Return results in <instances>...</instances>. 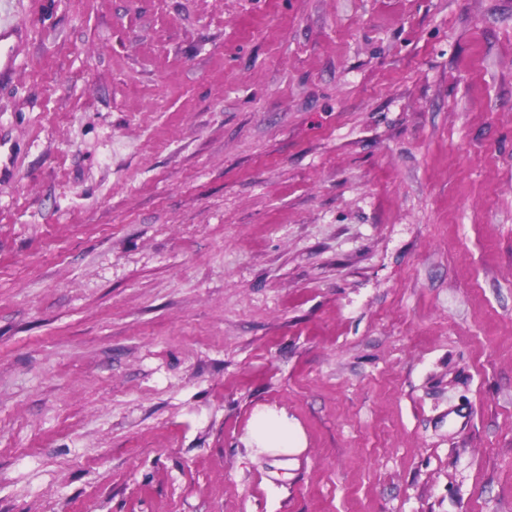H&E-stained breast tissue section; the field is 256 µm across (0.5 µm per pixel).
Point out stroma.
Instances as JSON below:
<instances>
[{
    "label": "stroma",
    "instance_id": "stroma-1",
    "mask_svg": "<svg viewBox=\"0 0 512 512\" xmlns=\"http://www.w3.org/2000/svg\"><path fill=\"white\" fill-rule=\"evenodd\" d=\"M0 15V512H512V0ZM253 435L260 447L268 451L289 455L302 449L301 437L285 415H258L253 423Z\"/></svg>",
    "mask_w": 512,
    "mask_h": 512
}]
</instances>
